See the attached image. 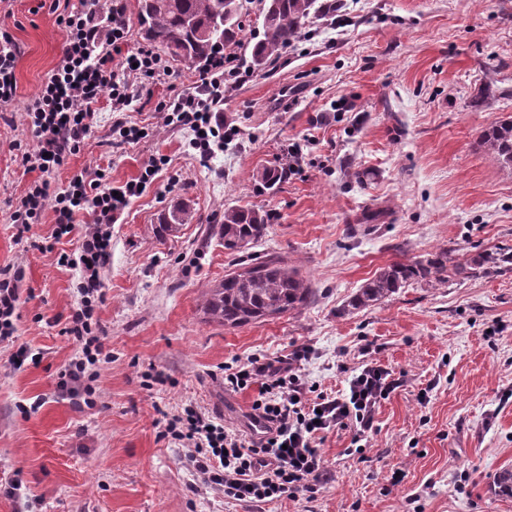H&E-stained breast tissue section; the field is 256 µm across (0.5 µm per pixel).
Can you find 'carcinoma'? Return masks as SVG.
<instances>
[{
  "label": "carcinoma",
  "mask_w": 512,
  "mask_h": 512,
  "mask_svg": "<svg viewBox=\"0 0 512 512\" xmlns=\"http://www.w3.org/2000/svg\"><path fill=\"white\" fill-rule=\"evenodd\" d=\"M243 0H138L136 22L145 40L165 51L175 62L207 69L217 51L235 44L241 32ZM336 13V0H264L260 38L251 51V66L263 69L280 52L294 43L305 25L318 17ZM483 144L505 165H512V117L491 123L482 134ZM286 178L279 168H266L259 182L271 188ZM191 213L174 208L160 226L161 232L186 224ZM266 213L245 207L227 208L216 227L224 249L239 252L264 237ZM512 264V252L502 248L463 263H453L448 251L426 260L393 262L380 268L347 300V311L373 307L407 285L426 281L448 284V273L470 277ZM313 288L284 259L272 256L248 265L244 273L232 272L203 293L204 313L226 326L239 327L273 318L305 306Z\"/></svg>",
  "instance_id": "1"
}]
</instances>
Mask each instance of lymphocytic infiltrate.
<instances>
[{
  "label": "lymphocytic infiltrate",
  "instance_id": "f902f5d3",
  "mask_svg": "<svg viewBox=\"0 0 512 512\" xmlns=\"http://www.w3.org/2000/svg\"><path fill=\"white\" fill-rule=\"evenodd\" d=\"M57 23L66 33L61 62L28 104L27 125L35 149L25 151L28 169L40 171L20 205L10 215L18 237H26L45 211H53L57 235L78 233L76 254L68 264L79 273L76 300L61 333L77 346V353L61 372V391L92 404L96 394L94 368L110 357L101 342L96 308L103 300L100 271L112 253L113 224L132 198L162 168L163 159L151 162L140 176L119 191L102 189L100 170L74 174L65 187L53 186L49 175L87 145L92 104L102 95L112 100V132L121 142L140 139L139 126L129 124L125 111L139 91L136 79H156L167 67L152 47L143 45L123 54L129 23L126 0H106L105 11L89 0L65 5ZM21 53L11 31L0 29V108L14 103L17 93L16 62ZM242 73L235 56L220 54L211 69L201 73L191 91L159 101L158 118L167 127L190 133L189 145L201 157L223 147L226 133L224 78ZM91 223L77 225L79 215ZM23 269L0 270V343L12 342L20 319ZM297 350L281 357L254 356L225 367L224 386L235 391L256 388L252 415L262 418L261 437L227 426L208 411L188 405L181 412L163 415L160 440L188 451V460L202 484L223 495L225 501L262 507L270 502L299 497L313 500L327 479V466L317 443L332 431H348L359 445L372 430L375 411L398 386L386 368L370 363L355 374L344 395H310L297 371L304 359Z\"/></svg>",
  "mask_w": 512,
  "mask_h": 512
}]
</instances>
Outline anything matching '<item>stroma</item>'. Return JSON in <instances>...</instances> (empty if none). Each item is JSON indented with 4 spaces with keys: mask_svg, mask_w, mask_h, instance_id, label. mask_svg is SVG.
<instances>
[{
    "mask_svg": "<svg viewBox=\"0 0 512 512\" xmlns=\"http://www.w3.org/2000/svg\"><path fill=\"white\" fill-rule=\"evenodd\" d=\"M50 5L0 0V24L22 49L16 99L0 118V269L22 268L29 289L15 340L0 343V479L20 472L33 512H253L197 489L184 449L159 441L158 413L192 404L242 427L256 392L225 389V366L302 346L299 375L312 389L341 391L371 362L399 386L378 406L362 452L346 431L320 441L328 479L314 502L286 499L265 512H512L497 484L512 469V269L413 284L343 311L391 262L512 248V166L480 143L490 123L512 116V0H340L335 16L225 93L224 125L237 134L207 160L180 128L114 143L110 99L92 104L88 145L51 174L54 184L98 168L117 189L152 158L167 163L112 226L97 309L112 359L96 367L91 406L57 389L76 351L60 330L78 277L59 258L77 239H56L50 211L22 242L10 221L40 177L21 160L35 146L25 108L65 46ZM196 75L173 64L146 81L130 121L152 123L156 103L188 91ZM294 144L299 171L263 188L257 174ZM180 203L190 223L160 235ZM239 206L264 211L269 229L231 254L214 227ZM270 253L300 270L314 299L242 327L210 321L203 289ZM21 345L39 362L12 365Z\"/></svg>",
    "mask_w": 512,
    "mask_h": 512,
    "instance_id": "stroma-1",
    "label": "stroma"
}]
</instances>
